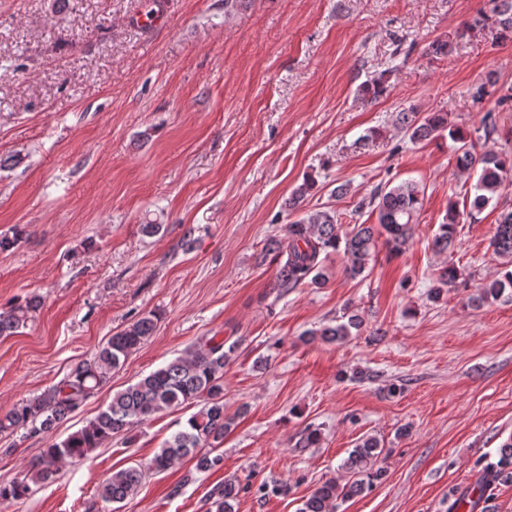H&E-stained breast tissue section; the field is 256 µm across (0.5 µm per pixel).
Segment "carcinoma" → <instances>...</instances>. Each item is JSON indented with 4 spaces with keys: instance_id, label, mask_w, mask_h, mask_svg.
Listing matches in <instances>:
<instances>
[{
    "instance_id": "obj_1",
    "label": "carcinoma",
    "mask_w": 512,
    "mask_h": 512,
    "mask_svg": "<svg viewBox=\"0 0 512 512\" xmlns=\"http://www.w3.org/2000/svg\"><path fill=\"white\" fill-rule=\"evenodd\" d=\"M492 8L481 13L463 30L490 31L500 39H512V0H490ZM454 38L435 40L428 47L429 55L447 56L457 48ZM387 90L384 74H379L361 86V92L373 99ZM395 127L415 144L438 138L453 143L456 167L462 172H479L473 194L463 203H448V212L437 225L433 247L439 253L456 247L458 226L474 222L477 215L489 206L500 191L512 185V154L476 151L472 133L448 121V114L433 112L426 116L416 109L396 113ZM483 132L489 140L500 134L496 117L488 112L475 132ZM316 180L308 175L292 190L288 209L302 210ZM424 192L419 185L404 181L392 187H380L369 197L361 199L355 209L360 213L369 208L376 213L377 223L355 224L346 234L339 231L338 216L331 209L305 213L287 225L285 234L273 237L265 245L278 261L277 286L297 288L307 282L315 286L326 283L323 261L333 252H340L345 272L359 277L369 268L376 252L377 236H385L390 251L399 254L406 249L412 226L416 224L423 205ZM490 246L504 259L502 268L471 297L473 303L497 300L512 294V210L500 213ZM463 272L455 266L443 269L437 284L429 291L430 300L437 302L448 288L462 279ZM39 301L31 298L23 304L0 309V338L18 333L33 318ZM158 316L149 313L112 334L107 343L90 361L77 364L56 384L43 393L14 405L0 414V434L22 426L30 435L51 432L56 425L77 411L94 392L106 382L110 371L121 367L153 335ZM363 319L354 311H345L335 322L306 331L302 340L323 343H342L361 330ZM237 342L230 344L217 336H206L184 356L177 357L150 372L138 382L116 392L112 400L82 428L61 441L51 443L41 455L29 463L23 475L0 484V500L20 501L34 489L50 482L66 461L87 459L113 438L127 433L134 426L154 415L186 404H198L200 409L187 420V426L167 439L146 465L136 464L116 470L98 490L101 500L121 504L133 496L146 474L161 473L175 463L188 459L199 472L221 468L224 456L219 448L235 423V417L225 412L224 367ZM384 451L374 436H364L356 442L341 464L348 474L344 483L334 478L317 485L302 503L299 512H338L346 501L371 491L385 477L380 466ZM512 483V436L503 442L493 458L484 460L482 472L473 487L461 492L448 507V512H478L488 500L487 492L501 483ZM246 487L237 480H226L211 489L206 498L208 512H235L238 497Z\"/></svg>"
}]
</instances>
